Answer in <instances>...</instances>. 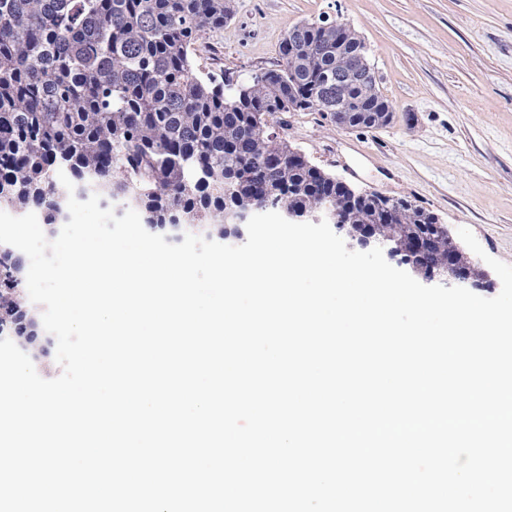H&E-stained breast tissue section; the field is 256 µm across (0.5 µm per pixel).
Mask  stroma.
Here are the masks:
<instances>
[{
	"instance_id": "1",
	"label": "stroma",
	"mask_w": 512,
	"mask_h": 512,
	"mask_svg": "<svg viewBox=\"0 0 512 512\" xmlns=\"http://www.w3.org/2000/svg\"><path fill=\"white\" fill-rule=\"evenodd\" d=\"M208 33L202 72L274 68L295 24L343 17L362 36L388 124L342 128L317 112H284L283 137L351 187L405 198L450 235L469 228L512 265V0H234Z\"/></svg>"
}]
</instances>
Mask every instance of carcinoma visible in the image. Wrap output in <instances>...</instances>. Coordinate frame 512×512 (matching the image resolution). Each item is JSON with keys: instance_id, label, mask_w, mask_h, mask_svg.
Segmentation results:
<instances>
[{"instance_id": "carcinoma-1", "label": "carcinoma", "mask_w": 512, "mask_h": 512, "mask_svg": "<svg viewBox=\"0 0 512 512\" xmlns=\"http://www.w3.org/2000/svg\"><path fill=\"white\" fill-rule=\"evenodd\" d=\"M232 0H0V209L68 218V193L93 184L151 227L208 224L269 198L329 208L350 224H416V262L441 263L447 236L405 199L354 197L274 129L280 112L338 113L336 124H387L392 103L354 70L364 41L349 28L293 26L275 69L245 84L205 74L193 56L231 19ZM0 289L25 304L13 267Z\"/></svg>"}]
</instances>
